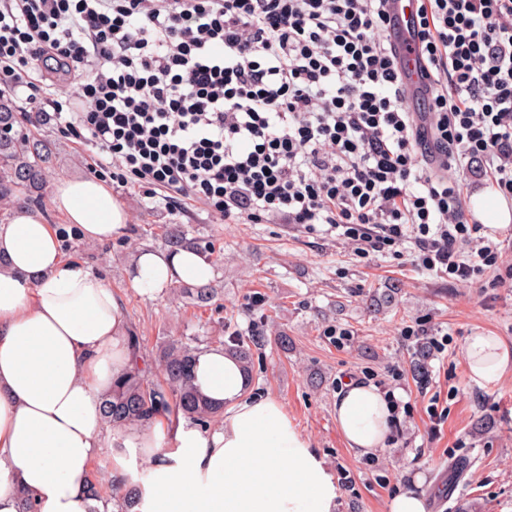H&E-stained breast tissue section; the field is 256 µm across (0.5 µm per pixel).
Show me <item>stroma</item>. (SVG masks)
<instances>
[{"label":"stroma","mask_w":512,"mask_h":512,"mask_svg":"<svg viewBox=\"0 0 512 512\" xmlns=\"http://www.w3.org/2000/svg\"><path fill=\"white\" fill-rule=\"evenodd\" d=\"M41 130L55 144L48 184L93 176L91 154L55 126ZM128 214L125 234L109 244L74 242L72 256L102 274L124 301L127 328L142 338L143 353L179 337L198 338L202 348L221 345L232 331H259L265 342L253 355L255 394L271 395L286 407L298 430L323 455L330 473L346 468L349 486L337 512H389L391 499L416 492L430 512L447 499V512H512V372L497 383H468L460 345L476 331L502 336L512 346V290L457 285L419 272L409 258L362 260L336 235L308 234L282 224H221L200 205L171 215L152 212L141 191L114 194ZM158 224L192 226L212 241L218 259L211 303L193 307L178 288L149 300L131 287L126 269L138 251L161 249L151 234ZM263 304H254V296ZM448 334V354L432 360L433 389L448 401V419L430 436L428 401L417 391L420 350L400 330L419 317ZM348 329L345 347L328 338V327ZM289 339L280 349L276 336ZM373 373L374 384L394 388L411 416L399 434L371 457L356 458L336 425V384L355 372ZM467 443L449 455L457 440Z\"/></svg>","instance_id":"35a3bbf8"}]
</instances>
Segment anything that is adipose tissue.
I'll return each instance as SVG.
<instances>
[{"label":"adipose tissue","instance_id":"1","mask_svg":"<svg viewBox=\"0 0 512 512\" xmlns=\"http://www.w3.org/2000/svg\"><path fill=\"white\" fill-rule=\"evenodd\" d=\"M51 202L82 238L109 243L127 214L101 181L73 177ZM474 217L489 232L512 228L502 194L472 195ZM214 264L192 250L138 252L129 282L156 298L178 282L206 285ZM470 383L512 372V347L489 332L460 346ZM132 365L124 303L105 277L64 260L60 232L40 215L19 212L0 225V512H19L27 494L39 512H89L87 480L110 442L112 481L132 473L126 449L145 465L141 512H335L341 490L324 458L294 426L283 403L254 396L242 363L221 347L198 354L194 383L224 414L200 428L155 421L111 432L101 402ZM336 424L355 456L384 448L393 409L378 386L352 383L335 403Z\"/></svg>","mask_w":512,"mask_h":512}]
</instances>
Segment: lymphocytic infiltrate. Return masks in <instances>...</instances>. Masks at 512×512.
I'll list each match as a JSON object with an SVG mask.
<instances>
[{"mask_svg": "<svg viewBox=\"0 0 512 512\" xmlns=\"http://www.w3.org/2000/svg\"><path fill=\"white\" fill-rule=\"evenodd\" d=\"M417 2L420 112L388 0H0V85L157 209L325 224L358 258L512 288L457 177L512 198V0Z\"/></svg>", "mask_w": 512, "mask_h": 512, "instance_id": "1", "label": "lymphocytic infiltrate"}]
</instances>
